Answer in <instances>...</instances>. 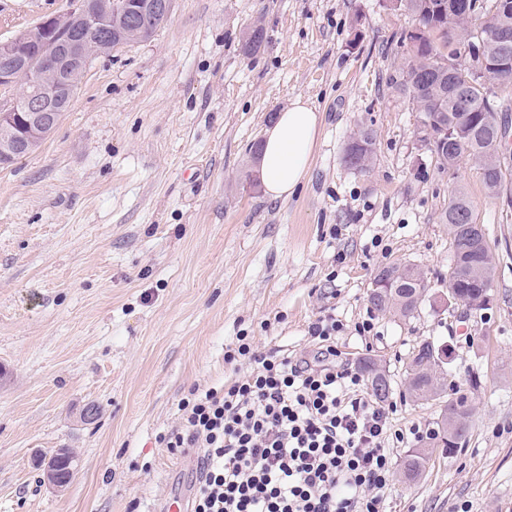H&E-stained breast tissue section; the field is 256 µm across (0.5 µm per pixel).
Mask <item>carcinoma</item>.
Instances as JSON below:
<instances>
[{"label":"carcinoma","instance_id":"carcinoma-1","mask_svg":"<svg viewBox=\"0 0 512 512\" xmlns=\"http://www.w3.org/2000/svg\"><path fill=\"white\" fill-rule=\"evenodd\" d=\"M480 23L472 25L466 15L453 17L440 11L441 0H400L399 9L412 15L419 35L409 39L401 36L404 63L400 71V89L409 94L423 127L435 132L433 142L442 167L454 166L462 156L478 164L488 193L498 192L508 166L499 160L498 130L506 129L498 112L503 105L490 99V94L475 79V70L483 63L512 59V15L502 14L498 0H473ZM457 37L453 57H448V33ZM263 28L254 26L244 40V52H260L264 45ZM467 50L470 61L458 62L461 50ZM373 136L360 130L348 141L344 163L358 171L373 163ZM471 210L467 197L461 193L448 202L444 221L451 238L452 259L448 279L456 286L463 300L489 292L493 277V257L487 249L471 238L464 215ZM429 290L424 273L416 266L387 267L378 274L368 300L382 313L411 317L418 311ZM440 347L425 341L414 348L405 364L404 381L409 397L417 401L440 400L443 403L438 432L432 442L416 448L404 458L400 474L413 482L423 474L430 457L436 452L453 456L466 436L472 406L467 396L448 392L447 362L439 357ZM373 394L388 399L390 384L376 359L366 357L359 363Z\"/></svg>","mask_w":512,"mask_h":512}]
</instances>
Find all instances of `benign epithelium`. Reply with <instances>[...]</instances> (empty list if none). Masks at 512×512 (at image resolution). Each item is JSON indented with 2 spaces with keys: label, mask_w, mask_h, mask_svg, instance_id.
I'll use <instances>...</instances> for the list:
<instances>
[{
  "label": "benign epithelium",
  "mask_w": 512,
  "mask_h": 512,
  "mask_svg": "<svg viewBox=\"0 0 512 512\" xmlns=\"http://www.w3.org/2000/svg\"><path fill=\"white\" fill-rule=\"evenodd\" d=\"M174 0H109L108 11L132 9L147 17L169 15ZM101 0H70L63 13L50 16L32 31H22L0 40V87H12L24 76L32 90L23 97L0 102V168L29 154L37 137L50 133L68 111L81 78L92 60L112 52V43L99 36ZM508 65L477 69L481 80L500 85L509 75ZM66 457L57 449L44 468L45 480L63 490L71 478H60L55 461Z\"/></svg>",
  "instance_id": "obj_1"
}]
</instances>
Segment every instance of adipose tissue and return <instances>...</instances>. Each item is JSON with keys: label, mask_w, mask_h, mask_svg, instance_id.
<instances>
[{"label": "adipose tissue", "mask_w": 512, "mask_h": 512, "mask_svg": "<svg viewBox=\"0 0 512 512\" xmlns=\"http://www.w3.org/2000/svg\"><path fill=\"white\" fill-rule=\"evenodd\" d=\"M321 122L317 108L301 97L276 112L260 146L259 175L268 199H288L304 181Z\"/></svg>", "instance_id": "ef3b65f1"}]
</instances>
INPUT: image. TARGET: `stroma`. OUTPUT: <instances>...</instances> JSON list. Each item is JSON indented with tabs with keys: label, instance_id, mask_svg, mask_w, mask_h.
Instances as JSON below:
<instances>
[{
	"label": "stroma",
	"instance_id": "stroma-1",
	"mask_svg": "<svg viewBox=\"0 0 512 512\" xmlns=\"http://www.w3.org/2000/svg\"><path fill=\"white\" fill-rule=\"evenodd\" d=\"M68 0H0V39ZM261 25L265 45L245 54ZM410 15L382 0H175L145 41L92 62L68 112L33 152L0 168V512H154L193 488L191 450L160 442L191 389L231 381L226 346L310 353L335 314L343 362L386 370L393 464L435 426L437 401L404 396L414 347H447L471 399L460 451L433 454L418 482L392 475L386 512H512V175L489 195L478 166L439 164L399 89ZM298 97L322 114L305 182L286 199L247 186L252 152ZM374 137L363 172L343 161ZM468 197L495 258L487 304L436 302L452 254L443 214ZM420 267L431 288L409 319L359 334L376 275ZM96 405L94 423L81 418ZM76 455L59 492L40 463ZM372 145V134L367 130L358 131L350 138L345 147L344 163L354 170H367L373 163Z\"/></svg>",
	"mask_w": 512,
	"mask_h": 512
}]
</instances>
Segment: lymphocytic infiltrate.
Wrapping results in <instances>:
<instances>
[{
    "instance_id": "lymphocytic-infiltrate-1",
    "label": "lymphocytic infiltrate",
    "mask_w": 512,
    "mask_h": 512,
    "mask_svg": "<svg viewBox=\"0 0 512 512\" xmlns=\"http://www.w3.org/2000/svg\"><path fill=\"white\" fill-rule=\"evenodd\" d=\"M333 315L312 323V358L276 356L250 342L224 354L240 376L190 391L169 451L197 448L191 512H384L392 405L338 359Z\"/></svg>"
}]
</instances>
